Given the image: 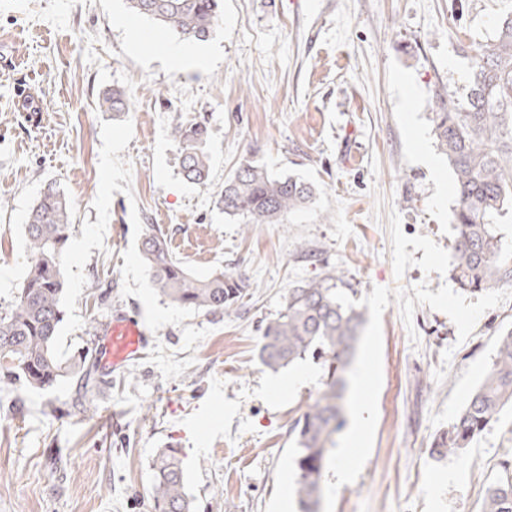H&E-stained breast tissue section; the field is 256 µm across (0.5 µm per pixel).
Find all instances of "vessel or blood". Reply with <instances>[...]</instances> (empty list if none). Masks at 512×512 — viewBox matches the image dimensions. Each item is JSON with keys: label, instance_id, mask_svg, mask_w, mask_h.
<instances>
[{"label": "vessel or blood", "instance_id": "vessel-or-blood-1", "mask_svg": "<svg viewBox=\"0 0 512 512\" xmlns=\"http://www.w3.org/2000/svg\"><path fill=\"white\" fill-rule=\"evenodd\" d=\"M149 346V336L136 317L116 314L102 332L98 348V363L106 371L124 369L140 359Z\"/></svg>", "mask_w": 512, "mask_h": 512}]
</instances>
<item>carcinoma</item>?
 Masks as SVG:
<instances>
[{
	"mask_svg": "<svg viewBox=\"0 0 512 512\" xmlns=\"http://www.w3.org/2000/svg\"><path fill=\"white\" fill-rule=\"evenodd\" d=\"M136 14L159 23L178 41L208 40L215 31L222 0H128ZM434 135L454 175L453 209L457 240L449 267L464 292L512 286V245L504 242L500 220L512 209V15L496 23L490 41L471 61L466 93L436 94ZM124 91L103 93L104 112H128ZM184 178L209 179L207 127L177 126ZM315 187L292 175H274L254 161L241 163L225 181L218 203L224 215L249 227L282 224L287 215L311 202ZM72 224L65 197L50 186L33 207L25 232L31 253L23 281L12 300L0 306V382L17 381L29 390H47L80 373L83 392L100 380L91 367L74 371L55 349L65 282L62 263ZM141 256L164 298L211 314L230 311L245 295L244 279L224 272L193 275L174 257L163 236L144 235ZM339 275L311 279L288 289L278 316L262 328L261 362L279 369L309 356L322 361L323 388L291 425L293 468L300 512H318L321 483L333 437L344 424L346 368L354 355L363 316L332 299ZM512 403V330L499 336L491 365L448 431L435 439L439 453L467 447ZM177 448H162L153 462V512H194ZM481 512H512V476L486 491Z\"/></svg>",
	"mask_w": 512,
	"mask_h": 512,
	"instance_id": "obj_1",
	"label": "carcinoma"
}]
</instances>
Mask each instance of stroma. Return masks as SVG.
I'll use <instances>...</instances> for the list:
<instances>
[{
    "label": "stroma",
    "mask_w": 512,
    "mask_h": 512,
    "mask_svg": "<svg viewBox=\"0 0 512 512\" xmlns=\"http://www.w3.org/2000/svg\"><path fill=\"white\" fill-rule=\"evenodd\" d=\"M509 13L512 0H223L215 33L194 44L203 63L175 67L165 29L126 0H0V302L25 276V226L53 184L73 212L58 353L83 362L119 312L151 335L86 404L72 405L73 378L0 392V512H152V461L168 445L196 512H299L290 426L323 371L311 359L265 367L260 327L289 288L336 272L356 300L449 283L416 266L396 277L388 214L452 250L436 93L464 91L471 53ZM112 87L130 112L101 111ZM195 119L209 131L204 185L184 180L172 135ZM250 157L313 183L312 203L249 231L227 219L218 194ZM152 229L197 276L244 278L246 296L215 315L171 304L140 255ZM510 329L512 299L463 341L443 312L417 307L408 326L387 306L372 451L335 512H481L512 469V407L468 448L437 455L431 444ZM305 370L312 380L289 387Z\"/></svg>",
    "instance_id": "obj_1"
}]
</instances>
